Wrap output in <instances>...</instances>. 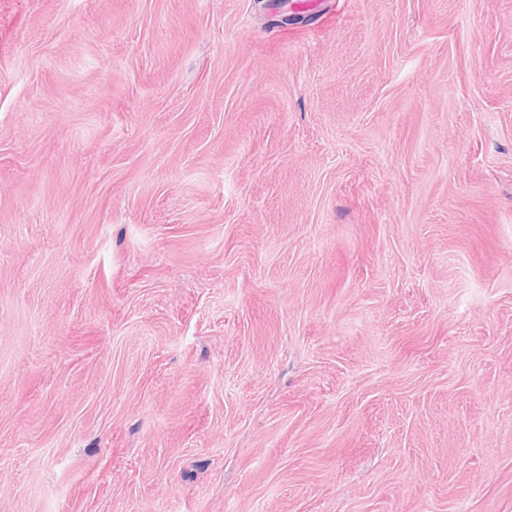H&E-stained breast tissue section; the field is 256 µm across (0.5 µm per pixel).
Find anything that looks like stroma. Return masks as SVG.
<instances>
[{
	"instance_id": "1",
	"label": "stroma",
	"mask_w": 512,
	"mask_h": 512,
	"mask_svg": "<svg viewBox=\"0 0 512 512\" xmlns=\"http://www.w3.org/2000/svg\"><path fill=\"white\" fill-rule=\"evenodd\" d=\"M0 0V512H512V0Z\"/></svg>"
}]
</instances>
